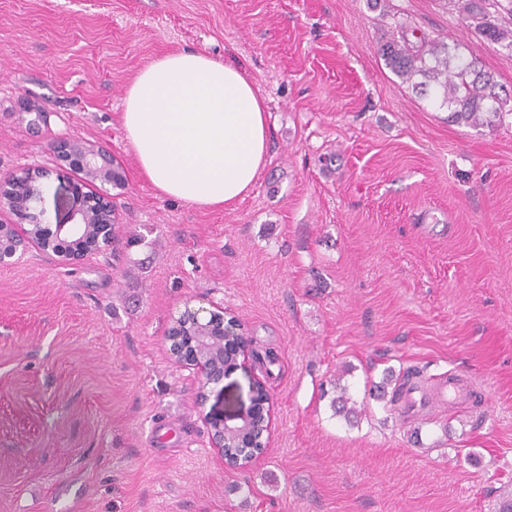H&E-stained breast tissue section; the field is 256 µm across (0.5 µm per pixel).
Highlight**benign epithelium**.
Masks as SVG:
<instances>
[{"mask_svg": "<svg viewBox=\"0 0 512 512\" xmlns=\"http://www.w3.org/2000/svg\"><path fill=\"white\" fill-rule=\"evenodd\" d=\"M59 160L68 163L56 171V179H61L67 170H76L84 174L85 179L91 183L112 184L114 164L112 157L100 149H95L76 140H62L56 146ZM13 191L8 194L0 192V208L6 207L24 221L16 229L7 224L0 225V265H10L19 249L26 245L39 247L44 244L43 238L35 233L33 226L46 224L45 213L35 208L34 202L44 193L52 190L49 172L29 170L12 179ZM115 207L112 194L101 191L87 198L84 206L73 214L72 223L56 225L55 237L68 239L73 236L76 228H86L95 225L96 246L105 250L112 243V222ZM216 312L202 316L198 311L186 310L174 323V330L168 332L167 341L169 351L176 362L191 370L198 377L200 383L199 399H207V388L217 385L224 378L246 366L249 359L248 342L243 339L236 346L235 362L231 369L218 371L211 358L204 352V345L216 336H244L243 325L234 315H222V322L215 321ZM192 326L188 335L192 336L189 342H182L180 327ZM263 385L260 380H253L251 384V404L248 408L233 412H217L208 419V428L212 448L224 464L230 468H242L240 461L228 458L224 449L235 447V441L240 439L251 427L254 419L260 417L257 408V390ZM266 414L262 415L267 423L263 447L269 446L274 421V407L271 399H266Z\"/></svg>", "mask_w": 512, "mask_h": 512, "instance_id": "7a95c632", "label": "benign epithelium"}]
</instances>
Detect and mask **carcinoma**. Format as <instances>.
Wrapping results in <instances>:
<instances>
[{
  "label": "carcinoma",
  "instance_id": "carcinoma-1",
  "mask_svg": "<svg viewBox=\"0 0 512 512\" xmlns=\"http://www.w3.org/2000/svg\"><path fill=\"white\" fill-rule=\"evenodd\" d=\"M460 9L482 36L512 50V31L491 22L473 0H464ZM380 54L398 78L447 108L451 123L492 128L512 116V91L497 90L493 76L478 67L476 56L462 52L457 44L425 39L413 43L403 33L384 43ZM336 392L331 402L334 414L347 419L356 414L348 388L338 383Z\"/></svg>",
  "mask_w": 512,
  "mask_h": 512
}]
</instances>
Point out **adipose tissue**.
<instances>
[{
  "mask_svg": "<svg viewBox=\"0 0 512 512\" xmlns=\"http://www.w3.org/2000/svg\"><path fill=\"white\" fill-rule=\"evenodd\" d=\"M269 117L239 63L187 49L137 73L120 122L158 194L220 209L247 195L264 168Z\"/></svg>",
  "mask_w": 512,
  "mask_h": 512,
  "instance_id": "1",
  "label": "adipose tissue"
}]
</instances>
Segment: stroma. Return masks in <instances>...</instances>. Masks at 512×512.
Here are the masks:
<instances>
[{"instance_id": "1", "label": "stroma", "mask_w": 512, "mask_h": 512, "mask_svg": "<svg viewBox=\"0 0 512 512\" xmlns=\"http://www.w3.org/2000/svg\"><path fill=\"white\" fill-rule=\"evenodd\" d=\"M401 30L473 50L512 87V52L450 0H0V183L56 167L64 138L124 179L109 250L0 267V512H496L512 491V123H451L402 83L378 53ZM183 49L242 63L270 114L258 181L221 209L159 195L118 121L134 76ZM80 181L37 202L49 224L82 207ZM215 305L253 357L202 403L166 334ZM410 367L485 399L400 418L368 390ZM256 378L270 445L230 470L206 418L248 407Z\"/></svg>"}]
</instances>
